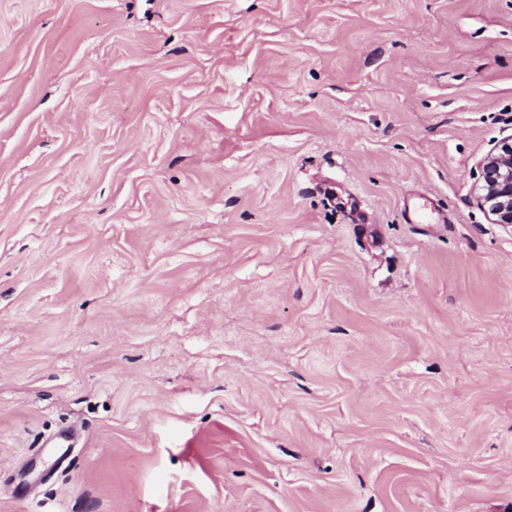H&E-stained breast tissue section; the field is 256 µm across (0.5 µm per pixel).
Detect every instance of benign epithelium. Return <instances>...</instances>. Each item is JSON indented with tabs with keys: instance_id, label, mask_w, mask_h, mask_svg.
<instances>
[{
	"instance_id": "7a95c632",
	"label": "benign epithelium",
	"mask_w": 512,
	"mask_h": 512,
	"mask_svg": "<svg viewBox=\"0 0 512 512\" xmlns=\"http://www.w3.org/2000/svg\"><path fill=\"white\" fill-rule=\"evenodd\" d=\"M475 197L494 224L512 227V136L500 141L479 161Z\"/></svg>"
}]
</instances>
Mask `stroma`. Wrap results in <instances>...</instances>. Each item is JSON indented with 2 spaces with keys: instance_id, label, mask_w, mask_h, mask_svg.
<instances>
[{
  "instance_id": "35a3bbf8",
  "label": "stroma",
  "mask_w": 512,
  "mask_h": 512,
  "mask_svg": "<svg viewBox=\"0 0 512 512\" xmlns=\"http://www.w3.org/2000/svg\"><path fill=\"white\" fill-rule=\"evenodd\" d=\"M509 135L512 0H0V512H512ZM475 197L493 224L512 227V136L500 141L479 161Z\"/></svg>"
}]
</instances>
